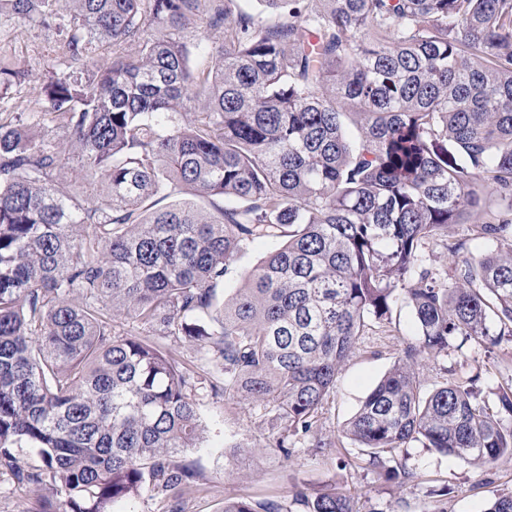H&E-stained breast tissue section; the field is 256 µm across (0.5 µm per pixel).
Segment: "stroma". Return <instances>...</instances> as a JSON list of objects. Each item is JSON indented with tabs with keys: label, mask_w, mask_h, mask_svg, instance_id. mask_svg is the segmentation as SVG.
Returning <instances> with one entry per match:
<instances>
[{
	"label": "stroma",
	"mask_w": 512,
	"mask_h": 512,
	"mask_svg": "<svg viewBox=\"0 0 512 512\" xmlns=\"http://www.w3.org/2000/svg\"><path fill=\"white\" fill-rule=\"evenodd\" d=\"M64 30L32 23L18 26L0 18V58L13 68L48 77L70 65L60 52ZM418 339L410 306L398 300L390 323L372 325L361 336L336 378V387L320 417L325 448L297 441L290 459L272 448L273 423L264 407L212 395L208 385L196 392L201 417L209 429L203 447L187 453L198 471L182 498V512H222L226 497L262 499L292 512V490L306 484H333L360 498L362 512H484L497 494L512 492V456L482 464L440 453L414 442L383 453L372 465L366 449L346 436L344 427L404 349ZM421 388L429 392L449 376H481L484 400L495 402L501 388L512 384V336L495 345L466 342L448 354L422 355L416 364ZM398 462L410 480H385L382 467ZM42 488L21 487L0 467V512H41Z\"/></svg>",
	"instance_id": "35a3bbf8"
}]
</instances>
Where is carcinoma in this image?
I'll list each match as a JSON object with an SVG mask.
<instances>
[{
	"label": "carcinoma",
	"mask_w": 512,
	"mask_h": 512,
	"mask_svg": "<svg viewBox=\"0 0 512 512\" xmlns=\"http://www.w3.org/2000/svg\"><path fill=\"white\" fill-rule=\"evenodd\" d=\"M56 2L0 15L49 27ZM70 2L60 49L80 69L0 66V94L31 84L36 106L0 121V465L47 491L43 512H115L196 480L198 376L114 332L118 313L193 346L213 395L272 405L287 460L402 297L418 342L346 435L373 455L512 454V389L492 410L477 374L425 395L415 372L488 339L494 316L512 334V0ZM192 22L218 50L188 41ZM44 116L55 130H36ZM177 191L193 200L166 203ZM450 224L485 250L458 260ZM280 237L221 296L230 262ZM293 503L361 512L331 485ZM224 512L279 509L229 497Z\"/></svg>",
	"instance_id": "carcinoma-1"
}]
</instances>
